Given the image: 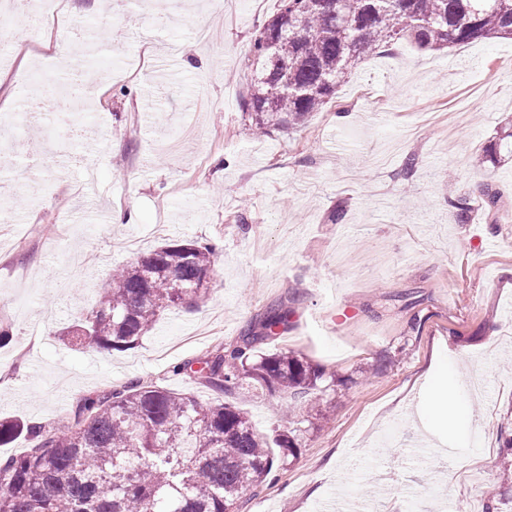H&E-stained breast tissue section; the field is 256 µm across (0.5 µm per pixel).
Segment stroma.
<instances>
[{"label": "stroma", "instance_id": "stroma-1", "mask_svg": "<svg viewBox=\"0 0 512 512\" xmlns=\"http://www.w3.org/2000/svg\"><path fill=\"white\" fill-rule=\"evenodd\" d=\"M175 21L140 43L139 0H65L88 20L123 12L119 32L76 42V64L111 71L68 155L38 159L36 122L11 133L18 166L0 177V418L55 425L85 399L138 381L200 402L210 389L176 367L237 340L271 306L290 326L269 351L324 372L295 458L241 496V512H456L500 486L512 434V163L488 152L512 129V41L441 51L396 44L366 58L307 128L253 136L240 110L251 41L277 0H168ZM26 29L0 68V114L50 71L62 25ZM152 128L138 123L143 107ZM413 170H405L406 159ZM491 181L496 208L482 199ZM469 199L467 219L449 191ZM339 209V223L329 221ZM130 215L115 224L111 215ZM171 240L218 242L210 293L164 312L139 346L74 350L62 329L94 308L113 268ZM470 407L455 422L415 411L441 354ZM230 403L262 433L288 400L243 389Z\"/></svg>", "mask_w": 512, "mask_h": 512}]
</instances>
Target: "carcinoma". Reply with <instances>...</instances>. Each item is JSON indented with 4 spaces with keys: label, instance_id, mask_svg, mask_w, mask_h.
<instances>
[{
    "label": "carcinoma",
    "instance_id": "1",
    "mask_svg": "<svg viewBox=\"0 0 512 512\" xmlns=\"http://www.w3.org/2000/svg\"><path fill=\"white\" fill-rule=\"evenodd\" d=\"M255 34L242 112L258 134L300 131L359 62L406 41L438 51L473 39H512V0H279ZM216 245L172 240L112 271L96 309L67 328L75 347L126 351L161 314L189 306ZM288 330L270 309L238 340L176 372L218 394L259 387L302 406L324 372L260 345ZM24 434L32 448L0 458V512H228L298 448L296 430L268 437L228 403L204 404L157 385L131 383L83 402L63 431L0 420V446Z\"/></svg>",
    "mask_w": 512,
    "mask_h": 512
}]
</instances>
